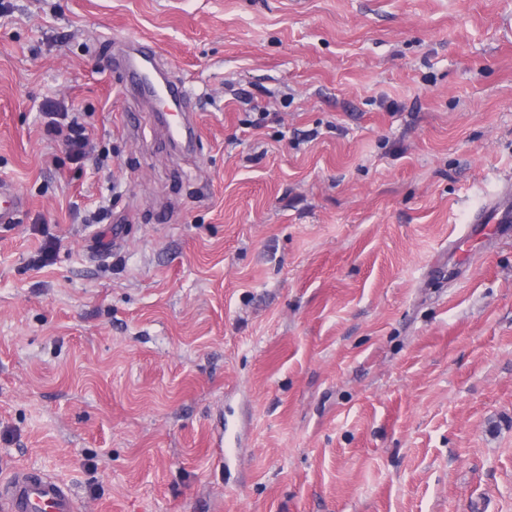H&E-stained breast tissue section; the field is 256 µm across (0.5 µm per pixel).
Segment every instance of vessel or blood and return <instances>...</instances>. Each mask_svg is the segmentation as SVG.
<instances>
[{
  "instance_id": "vessel-or-blood-1",
  "label": "vessel or blood",
  "mask_w": 512,
  "mask_h": 512,
  "mask_svg": "<svg viewBox=\"0 0 512 512\" xmlns=\"http://www.w3.org/2000/svg\"><path fill=\"white\" fill-rule=\"evenodd\" d=\"M120 51L112 55L110 67L122 70L124 80L122 95L137 92L147 98L162 96L180 103L183 112L179 121L168 129L173 140L190 143L197 137V121L191 100L185 89L172 81L156 83L154 77L162 73L163 66L154 50L146 42L120 40ZM27 205V200L15 192L12 185L0 181V223H13L17 214ZM0 504L6 512H76L71 490L60 480L41 473L21 469L0 486Z\"/></svg>"
}]
</instances>
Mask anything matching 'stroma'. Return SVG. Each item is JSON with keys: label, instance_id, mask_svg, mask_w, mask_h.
<instances>
[{"label": "stroma", "instance_id": "35a3bbf8", "mask_svg": "<svg viewBox=\"0 0 512 512\" xmlns=\"http://www.w3.org/2000/svg\"><path fill=\"white\" fill-rule=\"evenodd\" d=\"M117 37L184 82L195 153L120 98ZM508 178L512 0H9L0 483L41 470L77 512H512V223L448 246ZM51 120L47 123L46 133L52 138L61 137L64 141L71 158L73 161L79 162L86 155V148L90 143L89 133L83 122L79 117L72 116L66 124H62L57 120L58 116L65 117L66 120L68 113L66 112H46ZM27 206V200L15 192L12 185L4 180L0 181V223L11 224L17 214Z\"/></svg>", "mask_w": 512, "mask_h": 512}]
</instances>
